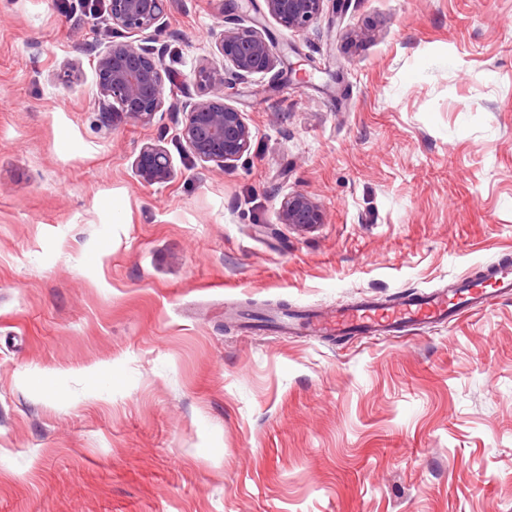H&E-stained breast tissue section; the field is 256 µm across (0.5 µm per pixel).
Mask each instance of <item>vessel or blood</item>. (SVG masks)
Instances as JSON below:
<instances>
[{
	"label": "vessel or blood",
	"instance_id": "b4317fda",
	"mask_svg": "<svg viewBox=\"0 0 512 512\" xmlns=\"http://www.w3.org/2000/svg\"><path fill=\"white\" fill-rule=\"evenodd\" d=\"M492 288L464 277L453 291L414 292L390 307L363 302L351 308L305 317L290 316L283 324L289 330L305 328L317 334L372 338L398 336L403 331L457 321L463 314L491 306L498 298L512 295V263L503 261L488 270Z\"/></svg>",
	"mask_w": 512,
	"mask_h": 512
}]
</instances>
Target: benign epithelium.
<instances>
[{
  "mask_svg": "<svg viewBox=\"0 0 512 512\" xmlns=\"http://www.w3.org/2000/svg\"><path fill=\"white\" fill-rule=\"evenodd\" d=\"M169 0H108L107 19L112 37L96 65L99 94L112 100V119L129 118L147 125L164 107L165 84L171 74L160 60L141 44L161 31V20ZM269 14L282 26L304 30L316 22L326 0H265ZM216 46L221 65L203 66L195 82L209 90L211 97L184 106L179 138L199 160L221 168L241 158L251 144V130L244 113L224 102V73L240 80L265 76L275 68V43L255 26H246L227 14ZM138 173L147 185L170 179L168 155L155 146L144 147L139 155ZM285 224L309 226L323 221L316 203L298 193L281 204Z\"/></svg>",
  "mask_w": 512,
  "mask_h": 512,
  "instance_id": "1",
  "label": "benign epithelium"
}]
</instances>
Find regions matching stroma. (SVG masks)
<instances>
[{
  "instance_id": "obj_1",
  "label": "stroma",
  "mask_w": 512,
  "mask_h": 512,
  "mask_svg": "<svg viewBox=\"0 0 512 512\" xmlns=\"http://www.w3.org/2000/svg\"><path fill=\"white\" fill-rule=\"evenodd\" d=\"M227 12L278 78L228 82L252 138L223 169L179 129ZM106 18L0 0V512H512V297L369 340L234 316L512 255V0H345L302 32L170 0L148 125L103 118ZM147 145L167 182L139 177ZM296 193L322 223H282ZM138 173L147 185L166 182L172 173L168 155L158 147H144L139 155Z\"/></svg>"
}]
</instances>
